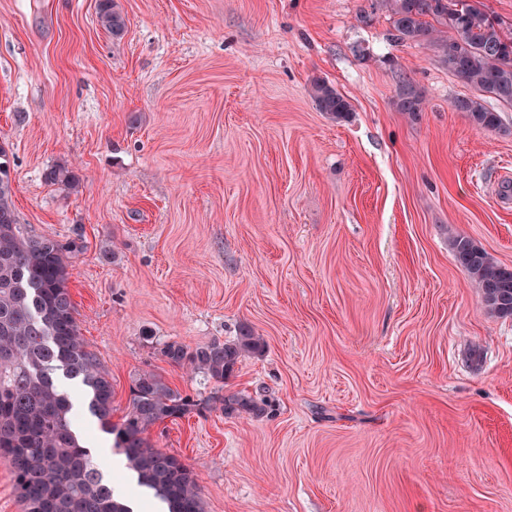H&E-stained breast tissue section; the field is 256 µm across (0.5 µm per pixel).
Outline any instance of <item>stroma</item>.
Wrapping results in <instances>:
<instances>
[{"label":"stroma","mask_w":512,"mask_h":512,"mask_svg":"<svg viewBox=\"0 0 512 512\" xmlns=\"http://www.w3.org/2000/svg\"><path fill=\"white\" fill-rule=\"evenodd\" d=\"M97 3L0 0V145L18 222L82 234L68 286L115 416L145 369L209 396L156 344L246 324L266 349L224 389L265 414L146 434L205 512H512V318L448 240L512 267V106L485 97L503 130L475 126L454 107L472 86L378 0H119L120 37ZM316 78L346 119L316 110ZM309 95L317 110L332 119H344L352 110L348 99L325 79H314L310 84ZM423 93L411 82H402L397 98V107L400 112L414 117L422 112L424 106Z\"/></svg>","instance_id":"obj_1"}]
</instances>
